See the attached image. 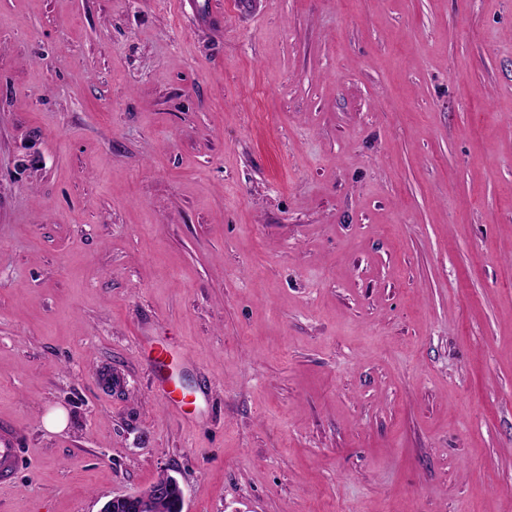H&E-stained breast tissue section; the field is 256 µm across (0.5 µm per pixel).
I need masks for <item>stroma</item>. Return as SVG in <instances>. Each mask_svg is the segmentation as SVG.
Segmentation results:
<instances>
[{"instance_id":"obj_1","label":"stroma","mask_w":512,"mask_h":512,"mask_svg":"<svg viewBox=\"0 0 512 512\" xmlns=\"http://www.w3.org/2000/svg\"><path fill=\"white\" fill-rule=\"evenodd\" d=\"M0 429V512H512V0H0ZM148 352L150 363L154 369L155 373V388L161 392L163 395L169 397L171 399V394L173 393L172 389V379L171 376L167 372L168 368V350L164 345L154 344L153 342H149L148 344ZM18 435L0 432V485L13 482L18 470ZM169 477V480L155 484L149 488L112 496L103 503L99 512H112L114 508L116 509L115 512H135L132 503H119L114 507L118 501L134 502L138 512H180L176 510L175 503L168 499L158 501L155 510H153L154 503L160 498L176 499L179 508L183 512L185 501L184 490L174 477Z\"/></svg>"}]
</instances>
